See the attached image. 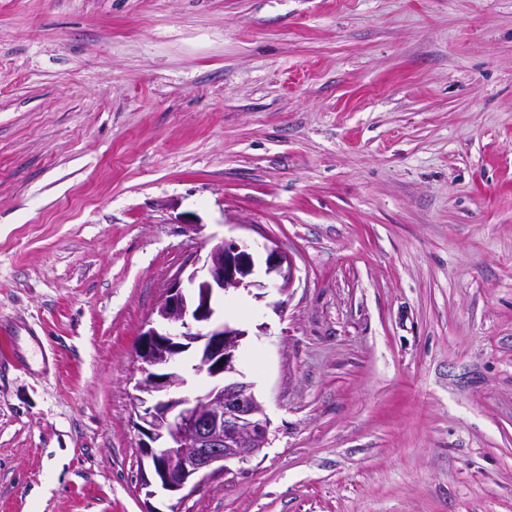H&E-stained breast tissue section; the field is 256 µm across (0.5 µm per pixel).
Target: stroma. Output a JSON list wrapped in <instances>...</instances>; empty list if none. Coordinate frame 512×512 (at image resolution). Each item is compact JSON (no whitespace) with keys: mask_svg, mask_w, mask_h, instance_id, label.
<instances>
[{"mask_svg":"<svg viewBox=\"0 0 512 512\" xmlns=\"http://www.w3.org/2000/svg\"><path fill=\"white\" fill-rule=\"evenodd\" d=\"M224 239L269 443L178 512H512V0H0V512H169L135 351ZM266 275H275L281 279L280 293H287L293 279V263L290 255L279 247L266 248ZM0 333L2 337H5L11 343V358L13 362L26 372L33 371V365L31 361H35L37 352L34 350L32 355L29 357L23 352L19 342L22 336H29V338L39 346V341L32 329L22 321H16L7 327H0ZM31 360V361H30Z\"/></svg>","mask_w":512,"mask_h":512,"instance_id":"stroma-1","label":"stroma"}]
</instances>
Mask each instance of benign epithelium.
Instances as JSON below:
<instances>
[{
	"mask_svg": "<svg viewBox=\"0 0 512 512\" xmlns=\"http://www.w3.org/2000/svg\"><path fill=\"white\" fill-rule=\"evenodd\" d=\"M265 273L281 279L284 294L293 279L290 255L267 249ZM255 268L246 245L223 240L206 257L182 267L165 288L154 318L141 333L136 349L142 378L130 394L131 423L140 437L141 489L151 499L167 492L177 512L187 493L230 465L248 462L268 444L270 421L255 384L239 369L237 351L248 332L216 319V300L231 290H250ZM192 351L195 374L207 379L200 391L184 392L178 371L184 353Z\"/></svg>",
	"mask_w": 512,
	"mask_h": 512,
	"instance_id": "benign-epithelium-1",
	"label": "benign epithelium"
}]
</instances>
